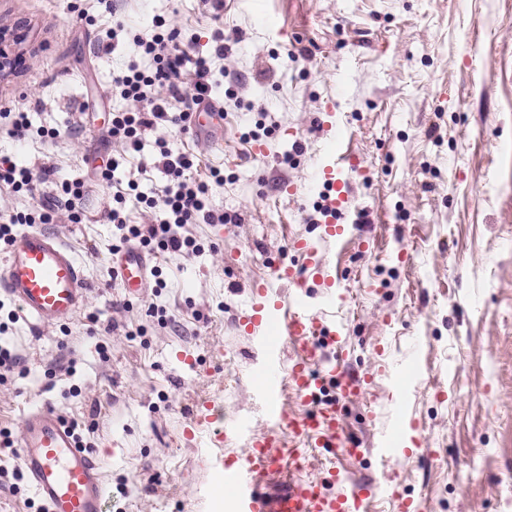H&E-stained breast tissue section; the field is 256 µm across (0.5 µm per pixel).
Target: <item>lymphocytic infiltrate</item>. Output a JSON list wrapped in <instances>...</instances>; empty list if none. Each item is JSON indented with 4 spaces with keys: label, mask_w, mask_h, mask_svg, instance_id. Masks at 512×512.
I'll return each instance as SVG.
<instances>
[{
    "label": "lymphocytic infiltrate",
    "mask_w": 512,
    "mask_h": 512,
    "mask_svg": "<svg viewBox=\"0 0 512 512\" xmlns=\"http://www.w3.org/2000/svg\"><path fill=\"white\" fill-rule=\"evenodd\" d=\"M132 43L139 55L152 59L155 68L144 71L133 60L112 77L113 88L129 104L128 109L113 113L107 130L121 155L140 152L145 131L154 126L185 128L191 112L208 104L212 91L208 58L181 48L179 31L169 27L165 20H155L151 33L133 35ZM188 66L193 69L195 81L187 88L179 76ZM159 86L166 88V95L156 94ZM154 166L167 180L161 197L140 193L132 180L112 194V204L104 217L118 230L120 244L134 243L173 254L199 253L203 247L188 233V225L235 223V216L209 207V186L193 178L194 159L190 154L174 149L168 141L159 140L155 143ZM54 173L51 165L34 172L6 162L0 164V189L34 201L33 206L22 211L0 212V243L9 242L16 225L52 224L63 211L67 212L71 223H82L84 214L79 202L86 192L83 181L57 185L52 196L41 197V185L50 183ZM131 198L154 211L155 217L150 223H130L126 203Z\"/></svg>",
    "instance_id": "obj_1"
}]
</instances>
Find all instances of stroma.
Wrapping results in <instances>:
<instances>
[{
    "instance_id": "35a3bbf8",
    "label": "stroma",
    "mask_w": 512,
    "mask_h": 512,
    "mask_svg": "<svg viewBox=\"0 0 512 512\" xmlns=\"http://www.w3.org/2000/svg\"><path fill=\"white\" fill-rule=\"evenodd\" d=\"M156 17L209 57L224 119L147 131L115 176L160 196L154 142L167 140L193 155L210 208L238 220L188 225L203 252L150 254L166 286L130 298L112 278V186L94 169L113 153L106 128L125 106L112 75ZM116 23L126 32L104 51L98 34ZM0 26L27 33L0 99L49 132L0 133V160L85 181L83 222L50 230L92 285L73 322L22 318L0 336L27 370L0 383V428L20 435L30 410L51 405L100 455L109 512H233L215 508L220 460L272 426L257 394L266 330L239 326L265 284L323 320L321 404L341 400L340 372L371 378L342 400L358 457L307 448L297 477L330 495L370 489L377 512L405 499L419 512H512V0H223L217 12L203 0H115L109 11L0 0ZM218 29L231 46L221 58ZM340 155L351 165L338 211L348 232L327 251L331 294L295 243H320L329 189L318 173ZM279 265L301 269L302 288L277 280ZM394 430L397 450L380 459Z\"/></svg>"
}]
</instances>
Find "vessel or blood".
<instances>
[{"instance_id": "obj_1", "label": "vessel or blood", "mask_w": 512, "mask_h": 512, "mask_svg": "<svg viewBox=\"0 0 512 512\" xmlns=\"http://www.w3.org/2000/svg\"><path fill=\"white\" fill-rule=\"evenodd\" d=\"M112 263L120 272L126 291L138 294L149 283L148 260L136 247L114 255ZM91 283L74 251L57 235L30 227L18 231L0 260V290L16 303L20 313L38 324L72 322L87 303ZM239 324L246 332L266 327L261 342L266 352L258 394L266 403L276 426L286 427L293 439L314 448H341L357 455L353 443L342 434L341 403L302 416L284 415L276 402L283 386L293 388L305 401L318 395V384L310 366L316 356L315 339L323 324L301 300L281 304L272 300L268 289H256L250 310ZM289 340L296 357L288 371H281V340ZM21 464L37 496L49 512H106L108 500L101 462L79 448L72 429L47 405L31 410L21 432ZM294 449L283 447L275 435L252 436L243 457H228L222 463L224 487L237 512H369L370 493L363 490L349 496H328L321 481L289 482L275 496L259 490V479L282 471L295 461Z\"/></svg>"}]
</instances>
